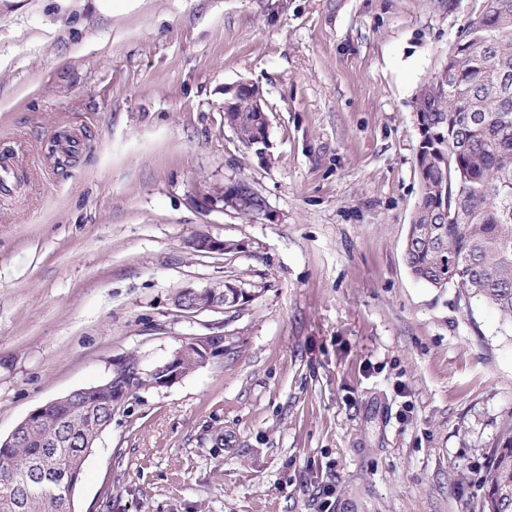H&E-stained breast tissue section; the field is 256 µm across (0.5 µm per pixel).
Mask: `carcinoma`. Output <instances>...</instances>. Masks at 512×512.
I'll return each instance as SVG.
<instances>
[{"instance_id": "carcinoma-1", "label": "carcinoma", "mask_w": 512, "mask_h": 512, "mask_svg": "<svg viewBox=\"0 0 512 512\" xmlns=\"http://www.w3.org/2000/svg\"><path fill=\"white\" fill-rule=\"evenodd\" d=\"M449 62L415 98L424 131L416 153L421 187L404 258L413 277L435 288L453 285L478 296L512 323V0H479L474 18L448 51ZM250 95L224 110V122L248 149L260 126ZM202 355L184 349L179 365L191 371ZM119 382L139 387L136 362ZM98 391L77 405L50 406L43 419L0 447V512H70L51 467L83 472L84 462L54 443L95 445L109 419ZM485 477L482 512H512V421Z\"/></svg>"}]
</instances>
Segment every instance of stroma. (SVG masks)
<instances>
[{
    "instance_id": "stroma-1",
    "label": "stroma",
    "mask_w": 512,
    "mask_h": 512,
    "mask_svg": "<svg viewBox=\"0 0 512 512\" xmlns=\"http://www.w3.org/2000/svg\"><path fill=\"white\" fill-rule=\"evenodd\" d=\"M478 0H0V438L37 406L118 393L79 512H480L512 417V323L416 280L420 88ZM259 87L269 149L224 123ZM78 139L72 151L64 141ZM247 179L264 212L205 210ZM207 234L233 244L197 254ZM232 282V309L184 288ZM247 299L244 289L231 282H224L221 288H185L175 300V307L188 313L215 309H230ZM220 337L223 338V336L195 337L177 349L166 362L149 371H145L144 374L152 378L156 386L172 385L185 376L180 367L189 372L200 365L202 357L204 362L212 352H215L220 347L221 342L219 343L218 339ZM185 346L187 347L180 356L179 367L178 356Z\"/></svg>"
}]
</instances>
